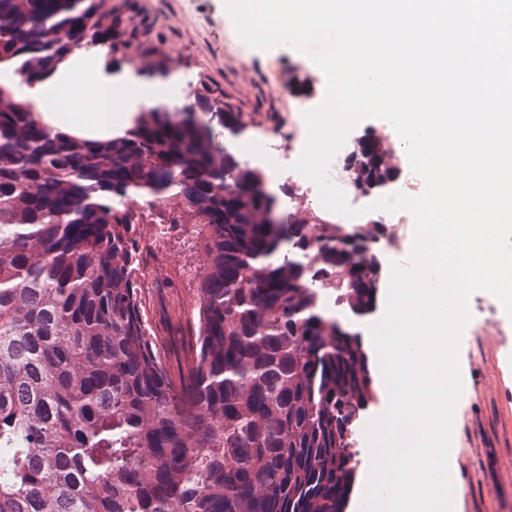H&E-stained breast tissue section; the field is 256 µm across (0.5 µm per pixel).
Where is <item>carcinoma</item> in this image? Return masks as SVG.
I'll use <instances>...</instances> for the list:
<instances>
[{"mask_svg":"<svg viewBox=\"0 0 512 512\" xmlns=\"http://www.w3.org/2000/svg\"><path fill=\"white\" fill-rule=\"evenodd\" d=\"M120 18L112 0H0V512H343L375 389L328 310L375 308L382 219L271 222L293 188L219 142L253 125L206 85L111 138L24 106L19 74L37 86L65 59L167 76ZM394 149L363 135L353 184L389 190ZM158 209L209 231L175 365L140 297L135 224Z\"/></svg>","mask_w":512,"mask_h":512,"instance_id":"obj_1","label":"carcinoma"}]
</instances>
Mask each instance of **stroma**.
<instances>
[{"instance_id":"obj_1","label":"stroma","mask_w":512,"mask_h":512,"mask_svg":"<svg viewBox=\"0 0 512 512\" xmlns=\"http://www.w3.org/2000/svg\"><path fill=\"white\" fill-rule=\"evenodd\" d=\"M123 17L141 32L151 52L171 61L184 85L205 82L223 92L234 110L255 114L260 127L247 139L253 156L278 127L302 124L305 111L319 105L325 85L320 70L306 54L260 50L242 40L225 10L224 0H126ZM281 69L278 84L266 80L270 62ZM302 65L317 78L316 94L297 102L292 116L279 110L288 67ZM157 215L137 226L149 269L141 297L152 330L187 329L198 315V274L204 267L208 232L200 224H183L157 238ZM471 318L459 350L466 387L456 406L451 448L456 490L453 512H512V319L485 323L497 305L486 291L468 300Z\"/></svg>"}]
</instances>
